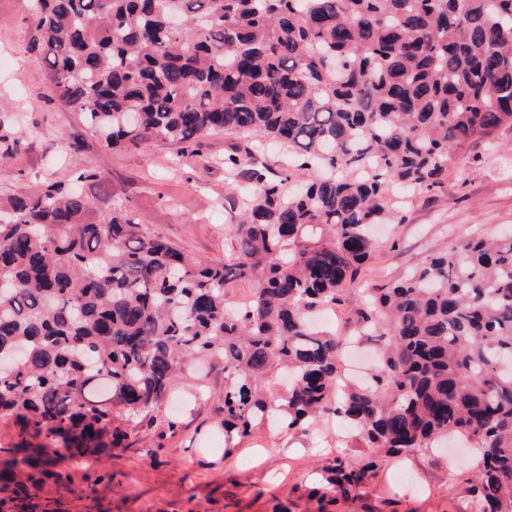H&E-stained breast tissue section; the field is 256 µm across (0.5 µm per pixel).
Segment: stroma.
Wrapping results in <instances>:
<instances>
[{
  "instance_id": "obj_1",
  "label": "stroma",
  "mask_w": 512,
  "mask_h": 512,
  "mask_svg": "<svg viewBox=\"0 0 512 512\" xmlns=\"http://www.w3.org/2000/svg\"><path fill=\"white\" fill-rule=\"evenodd\" d=\"M31 35L23 0H0V198L66 185L94 170L98 179L84 182L83 191L98 211L122 207L149 234L197 258L223 261L226 228L245 186L229 176L224 159L244 156L252 138L216 131L186 149L158 141L106 148L53 99L47 63L29 49ZM478 229L512 230V127L493 142L460 150L442 194L408 209L403 223L378 229L376 256L340 309L342 330L368 289ZM189 375L124 447L91 462L58 454L64 480L47 485L46 497L62 501L63 512H484L475 454L445 448L387 461L354 494L329 501L319 488L336 459L356 468L367 461L351 431L328 416L277 435L259 428L225 451L224 416L216 410L224 375L205 363L192 364Z\"/></svg>"
}]
</instances>
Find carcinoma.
I'll return each instance as SVG.
<instances>
[{
  "label": "carcinoma",
  "instance_id": "1",
  "mask_svg": "<svg viewBox=\"0 0 512 512\" xmlns=\"http://www.w3.org/2000/svg\"><path fill=\"white\" fill-rule=\"evenodd\" d=\"M32 2L58 101L107 146L224 130L291 161L275 179L224 160L249 199L221 264L78 187L0 201V414L20 438L0 460V492L15 487L0 512H55L41 492L62 475L28 451L122 446L198 358L223 366L226 454L265 424L333 414L371 452L325 477L348 496L451 432L479 454L490 512H512V235L461 238L355 309V338L386 337L362 385L338 389L342 338L310 324L348 299L373 225L402 223L454 151L512 126V0Z\"/></svg>",
  "mask_w": 512,
  "mask_h": 512
}]
</instances>
